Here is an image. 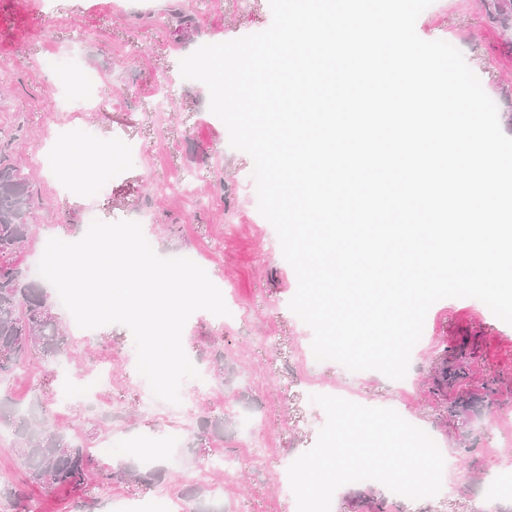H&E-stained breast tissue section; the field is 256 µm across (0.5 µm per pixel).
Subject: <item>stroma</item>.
Returning <instances> with one entry per match:
<instances>
[{
  "label": "stroma",
  "mask_w": 512,
  "mask_h": 512,
  "mask_svg": "<svg viewBox=\"0 0 512 512\" xmlns=\"http://www.w3.org/2000/svg\"><path fill=\"white\" fill-rule=\"evenodd\" d=\"M8 7L0 29L25 11L38 16L26 36L0 49V146H9L33 185L32 252H42L52 238H79L86 211L104 222L144 213L149 222L142 230L156 254L198 255L237 314L222 319L200 310L188 319L187 355L208 373L212 390L195 395L191 381H184L180 397L191 406L183 412L142 405L127 327H98L79 340L59 305L54 315L71 338L66 373L78 380L107 367L105 399L116 421L65 401L59 384L43 386L53 364L39 356L0 379V396L20 409L36 408L58 431L95 445L120 430L143 442L161 479L147 488L113 483L109 498L142 502L162 493L183 508V489L197 484L223 501L224 512H295L280 471L315 444L326 421L312 395L395 407L429 430L446 453L453 494L394 499L384 486L359 481L337 489L332 512H512V325L484 303L447 298L430 308L427 338L410 359L407 387L377 371L311 362L313 332L289 308L295 272L249 186L252 159L230 146L226 126L209 109L206 85L182 78L179 69L199 45L267 29V0H8ZM415 29L424 40L455 44L496 103L502 131L512 136V30L490 24L482 0H434ZM49 31L96 74L95 93L111 109L50 111L47 91L64 77L40 65ZM161 86L171 89L173 105L155 111L149 98ZM74 127L87 134L70 149L83 164L98 146L126 139L138 144L104 193L85 196L60 186L68 167L48 154L47 143L56 131ZM217 348L224 352L220 364L212 356ZM442 358L465 373L459 385L444 390L435 379ZM203 416L223 422V435L200 436ZM178 426L186 434L174 448L170 432ZM499 472L504 491L487 501L484 486Z\"/></svg>",
  "instance_id": "1"
}]
</instances>
